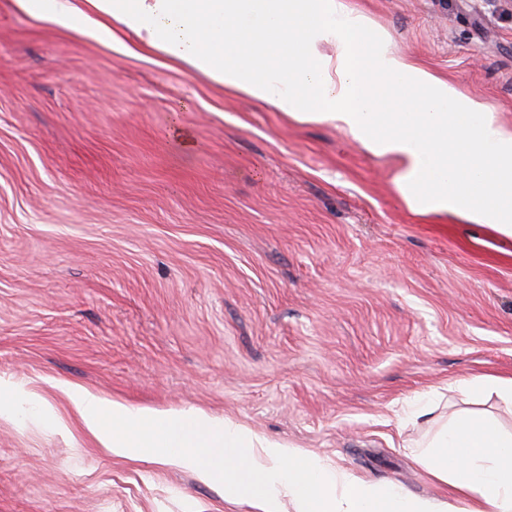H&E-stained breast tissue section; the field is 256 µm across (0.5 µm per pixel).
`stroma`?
I'll return each instance as SVG.
<instances>
[{
	"instance_id": "stroma-1",
	"label": "stroma",
	"mask_w": 512,
	"mask_h": 512,
	"mask_svg": "<svg viewBox=\"0 0 512 512\" xmlns=\"http://www.w3.org/2000/svg\"><path fill=\"white\" fill-rule=\"evenodd\" d=\"M512 126V0H350ZM345 133L0 0V512H252L113 456L67 388L200 409L456 505L410 451L512 376V239L415 213ZM437 399L434 422L409 412Z\"/></svg>"
}]
</instances>
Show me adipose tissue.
Returning <instances> with one entry per match:
<instances>
[{
  "label": "adipose tissue",
  "instance_id": "obj_1",
  "mask_svg": "<svg viewBox=\"0 0 512 512\" xmlns=\"http://www.w3.org/2000/svg\"><path fill=\"white\" fill-rule=\"evenodd\" d=\"M59 29L159 50L225 90L343 131L395 165L414 212L458 215L512 238V127L412 56L392 51L347 0H16ZM335 43L334 55L318 52ZM466 500L512 512V434L463 416L413 449Z\"/></svg>",
  "mask_w": 512,
  "mask_h": 512
}]
</instances>
